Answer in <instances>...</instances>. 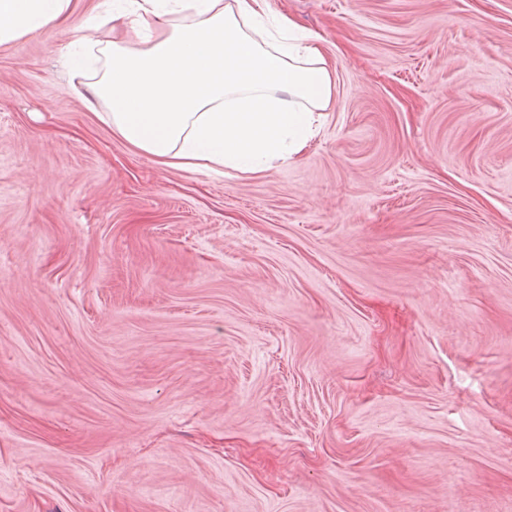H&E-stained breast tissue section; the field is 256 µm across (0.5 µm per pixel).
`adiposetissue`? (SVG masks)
<instances>
[{
	"label": "adipose tissue",
	"mask_w": 512,
	"mask_h": 512,
	"mask_svg": "<svg viewBox=\"0 0 512 512\" xmlns=\"http://www.w3.org/2000/svg\"><path fill=\"white\" fill-rule=\"evenodd\" d=\"M112 15L101 76L113 132L164 166L243 173L299 156L331 103L332 68L313 35L262 31L259 0H128ZM75 0H0V46L65 24Z\"/></svg>",
	"instance_id": "adipose-tissue-1"
}]
</instances>
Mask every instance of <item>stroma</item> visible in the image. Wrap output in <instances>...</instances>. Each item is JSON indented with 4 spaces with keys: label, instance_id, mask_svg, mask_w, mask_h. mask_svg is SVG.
Masks as SVG:
<instances>
[{
    "label": "stroma",
    "instance_id": "obj_1",
    "mask_svg": "<svg viewBox=\"0 0 512 512\" xmlns=\"http://www.w3.org/2000/svg\"><path fill=\"white\" fill-rule=\"evenodd\" d=\"M332 100L160 165L0 46V512H512V0H261Z\"/></svg>",
    "mask_w": 512,
    "mask_h": 512
}]
</instances>
